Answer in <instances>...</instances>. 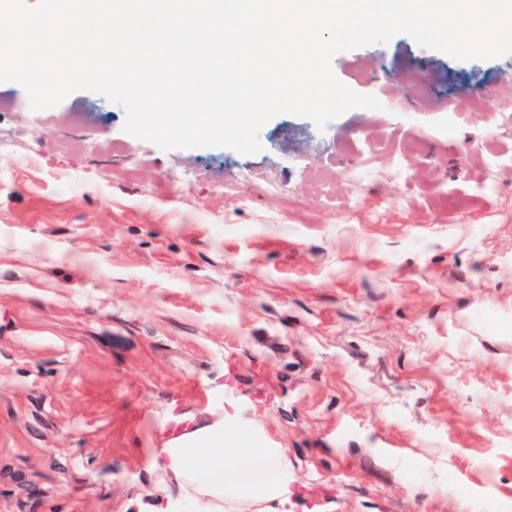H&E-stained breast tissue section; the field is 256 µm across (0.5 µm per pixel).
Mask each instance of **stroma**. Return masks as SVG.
<instances>
[{"instance_id": "35a3bbf8", "label": "stroma", "mask_w": 512, "mask_h": 512, "mask_svg": "<svg viewBox=\"0 0 512 512\" xmlns=\"http://www.w3.org/2000/svg\"><path fill=\"white\" fill-rule=\"evenodd\" d=\"M332 67L381 109L277 115L253 155L0 83V512H145L176 420L228 401L318 512H512V126L476 108L512 55Z\"/></svg>"}]
</instances>
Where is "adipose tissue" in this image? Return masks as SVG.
<instances>
[{
	"instance_id": "1",
	"label": "adipose tissue",
	"mask_w": 512,
	"mask_h": 512,
	"mask_svg": "<svg viewBox=\"0 0 512 512\" xmlns=\"http://www.w3.org/2000/svg\"><path fill=\"white\" fill-rule=\"evenodd\" d=\"M153 468L179 490V502L160 500L149 512H310L297 494L286 449L274 447L239 411L168 440Z\"/></svg>"
}]
</instances>
